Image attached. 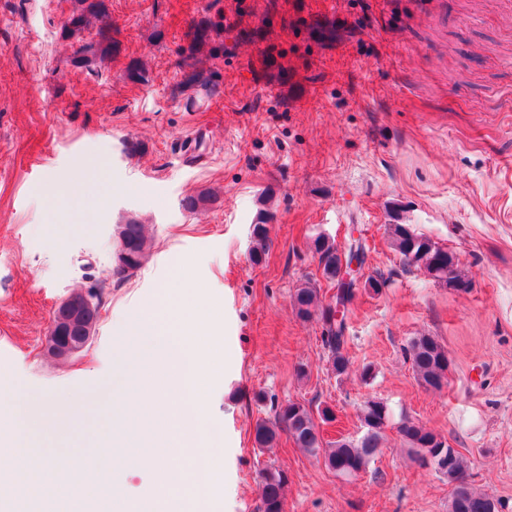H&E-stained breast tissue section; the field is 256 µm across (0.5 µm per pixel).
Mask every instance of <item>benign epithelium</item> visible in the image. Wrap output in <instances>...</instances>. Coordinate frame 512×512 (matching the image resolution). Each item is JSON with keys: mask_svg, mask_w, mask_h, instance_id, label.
Wrapping results in <instances>:
<instances>
[{"mask_svg": "<svg viewBox=\"0 0 512 512\" xmlns=\"http://www.w3.org/2000/svg\"><path fill=\"white\" fill-rule=\"evenodd\" d=\"M100 314V304L92 291L76 290L61 301L55 310L50 339L55 357L70 358L90 343Z\"/></svg>", "mask_w": 512, "mask_h": 512, "instance_id": "1", "label": "benign epithelium"}]
</instances>
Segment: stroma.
<instances>
[{
    "label": "stroma",
    "instance_id": "35a3bbf8",
    "mask_svg": "<svg viewBox=\"0 0 512 512\" xmlns=\"http://www.w3.org/2000/svg\"><path fill=\"white\" fill-rule=\"evenodd\" d=\"M220 65L222 91L190 109L177 84L189 23L261 26ZM121 53L86 70L67 64L61 24L72 0H0V398L27 412L83 420L61 437L32 435L18 481L35 485L43 460L102 455L123 420L121 323L161 305L189 268L218 320L220 368L207 381L204 427L223 451L218 498L206 512H257L258 473L288 475L285 512H448V478L419 467L397 426L410 417L462 455L475 489L512 512V0H108ZM335 23L324 43L296 34V16ZM262 27V26H261ZM234 43V42H233ZM285 51L282 85L265 72L267 46ZM138 60L148 79L125 76ZM139 143L138 152L125 150ZM202 190L215 202L190 213ZM275 218L260 264L250 260L260 211ZM147 224V261L113 274L118 225ZM408 224L459 259L460 291L407 267L388 225ZM326 235L339 250L366 246L365 275L347 314L348 374L336 376L318 319L292 296L333 287L312 253ZM97 293L100 316L80 354L47 353L58 303ZM422 335L448 351V382L425 388L404 350ZM383 402L382 447L343 478L280 433L254 440L272 404L331 407L325 440L360 439L359 409Z\"/></svg>",
    "mask_w": 512,
    "mask_h": 512
}]
</instances>
